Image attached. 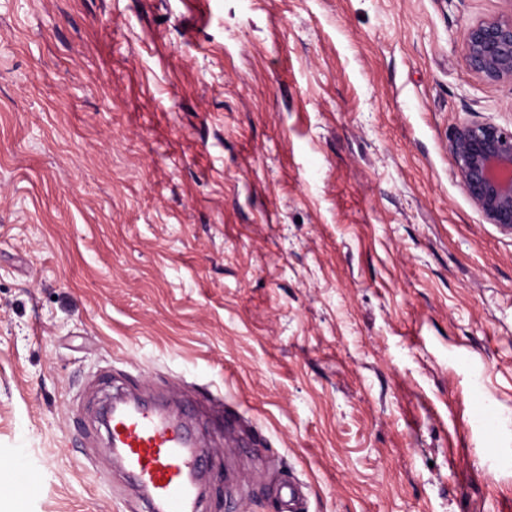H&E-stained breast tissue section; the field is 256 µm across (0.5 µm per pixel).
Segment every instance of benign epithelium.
<instances>
[{"label": "benign epithelium", "instance_id": "benign-epithelium-1", "mask_svg": "<svg viewBox=\"0 0 512 512\" xmlns=\"http://www.w3.org/2000/svg\"><path fill=\"white\" fill-rule=\"evenodd\" d=\"M509 10L472 23L462 60L483 81L512 88V0ZM454 176L490 224L512 232V129L464 121L448 139Z\"/></svg>", "mask_w": 512, "mask_h": 512}]
</instances>
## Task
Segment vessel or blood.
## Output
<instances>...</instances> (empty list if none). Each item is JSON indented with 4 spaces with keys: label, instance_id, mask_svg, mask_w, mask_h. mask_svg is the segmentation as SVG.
Masks as SVG:
<instances>
[{
    "label": "vessel or blood",
    "instance_id": "vessel-or-blood-1",
    "mask_svg": "<svg viewBox=\"0 0 512 512\" xmlns=\"http://www.w3.org/2000/svg\"><path fill=\"white\" fill-rule=\"evenodd\" d=\"M111 450L148 512H200L207 450L166 415L121 398L110 412Z\"/></svg>",
    "mask_w": 512,
    "mask_h": 512
}]
</instances>
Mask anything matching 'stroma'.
<instances>
[{
  "mask_svg": "<svg viewBox=\"0 0 512 512\" xmlns=\"http://www.w3.org/2000/svg\"><path fill=\"white\" fill-rule=\"evenodd\" d=\"M507 7L0 0V512H147L119 389L210 448L203 512H512V233L448 152L512 128L462 62Z\"/></svg>",
  "mask_w": 512,
  "mask_h": 512,
  "instance_id": "obj_1",
  "label": "stroma"
}]
</instances>
